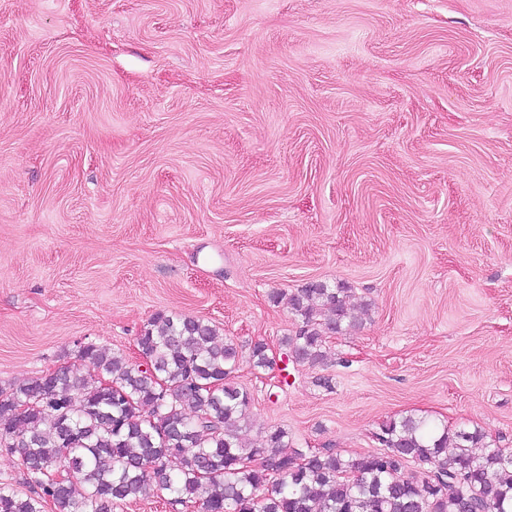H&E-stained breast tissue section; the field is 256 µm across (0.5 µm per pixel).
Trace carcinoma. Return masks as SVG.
Segmentation results:
<instances>
[{
  "label": "carcinoma",
  "instance_id": "1",
  "mask_svg": "<svg viewBox=\"0 0 512 512\" xmlns=\"http://www.w3.org/2000/svg\"><path fill=\"white\" fill-rule=\"evenodd\" d=\"M347 293L312 282L286 298L299 326L280 344L296 362L323 363L326 334L355 325ZM136 343L145 369L86 343L77 356L87 376L60 368L0 388V450L19 453L41 489L23 497L0 482V512H45L48 502L55 512H112L154 490L201 512H512V452L478 429L391 419L376 433L384 450L357 458L294 448L282 428L244 448L237 430L250 397L229 382L232 340L200 318L158 313ZM250 358L257 370L273 365L260 341ZM411 464L420 472L403 475Z\"/></svg>",
  "mask_w": 512,
  "mask_h": 512
}]
</instances>
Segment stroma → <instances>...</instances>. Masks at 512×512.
<instances>
[{
	"mask_svg": "<svg viewBox=\"0 0 512 512\" xmlns=\"http://www.w3.org/2000/svg\"><path fill=\"white\" fill-rule=\"evenodd\" d=\"M314 281L362 323L255 370ZM159 312L237 344L243 446L512 450V0H0V386Z\"/></svg>",
	"mask_w": 512,
	"mask_h": 512,
	"instance_id": "1",
	"label": "stroma"
}]
</instances>
